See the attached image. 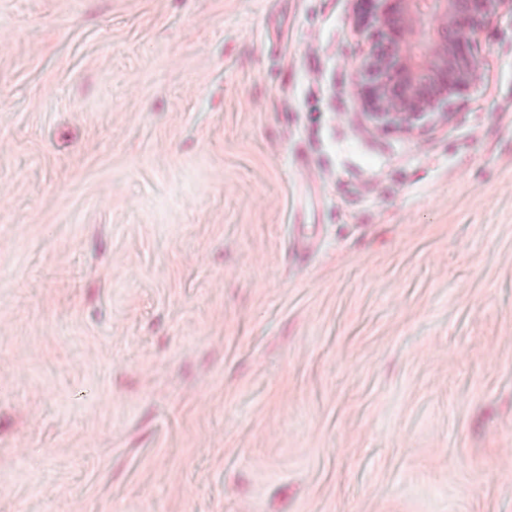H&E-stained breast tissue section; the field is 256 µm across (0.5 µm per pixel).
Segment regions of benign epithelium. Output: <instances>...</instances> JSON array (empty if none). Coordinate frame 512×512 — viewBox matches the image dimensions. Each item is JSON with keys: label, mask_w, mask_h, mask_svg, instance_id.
Listing matches in <instances>:
<instances>
[{"label": "benign epithelium", "mask_w": 512, "mask_h": 512, "mask_svg": "<svg viewBox=\"0 0 512 512\" xmlns=\"http://www.w3.org/2000/svg\"><path fill=\"white\" fill-rule=\"evenodd\" d=\"M355 26L368 36V83L362 103L388 130L414 129L428 116H445L479 78L477 54L485 27L512 0H360Z\"/></svg>", "instance_id": "obj_1"}]
</instances>
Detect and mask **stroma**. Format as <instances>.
Instances as JSON below:
<instances>
[{
	"label": "stroma",
	"instance_id": "1",
	"mask_svg": "<svg viewBox=\"0 0 512 512\" xmlns=\"http://www.w3.org/2000/svg\"><path fill=\"white\" fill-rule=\"evenodd\" d=\"M359 6L0 0V512H512V17L388 133Z\"/></svg>",
	"mask_w": 512,
	"mask_h": 512
}]
</instances>
